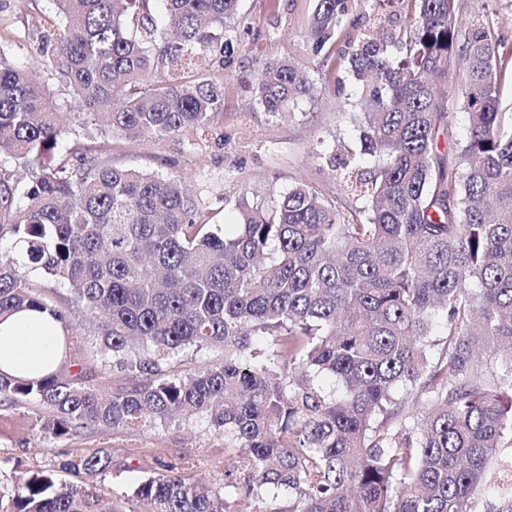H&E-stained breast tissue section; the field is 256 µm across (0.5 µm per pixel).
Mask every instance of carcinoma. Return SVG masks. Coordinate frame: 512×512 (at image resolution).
Returning <instances> with one entry per match:
<instances>
[{
    "mask_svg": "<svg viewBox=\"0 0 512 512\" xmlns=\"http://www.w3.org/2000/svg\"><path fill=\"white\" fill-rule=\"evenodd\" d=\"M50 2L41 53L86 132L64 137L42 71L0 45V321L50 311L63 362L0 373V397L46 408L36 425L54 437L204 417L240 467L206 485L164 465L128 507L38 470L0 485V512H512V52L485 16L463 0H400L395 18L378 0H315L305 34L333 83L352 77L341 107L361 114L356 148L318 158L360 205L298 180L271 207L239 201L229 232L194 183L112 164V141L212 132L241 0ZM359 9L379 31L337 46ZM460 61L451 101L436 85ZM312 86L294 58L266 59L250 108L277 114ZM191 348L221 357L192 370ZM107 369L126 378L105 390Z\"/></svg>",
    "mask_w": 512,
    "mask_h": 512,
    "instance_id": "carcinoma-1",
    "label": "carcinoma"
}]
</instances>
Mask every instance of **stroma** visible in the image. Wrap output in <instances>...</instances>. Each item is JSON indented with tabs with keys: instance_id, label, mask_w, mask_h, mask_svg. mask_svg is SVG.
<instances>
[{
	"instance_id": "obj_1",
	"label": "stroma",
	"mask_w": 512,
	"mask_h": 512,
	"mask_svg": "<svg viewBox=\"0 0 512 512\" xmlns=\"http://www.w3.org/2000/svg\"><path fill=\"white\" fill-rule=\"evenodd\" d=\"M314 6V0H242L238 19L249 32L235 42L224 68V112L213 135L203 138L187 130L162 142L120 140L112 151L113 164L185 176L229 224L237 221L240 198L271 205L296 179L341 205L353 204L352 196L338 192L334 172L313 156L319 141L340 138L352 144L359 135L353 117H338V95L327 82L330 66L312 55L302 35ZM49 10L48 0H0V37L17 36L11 52L23 65L42 62L45 30L36 20ZM281 55L313 70L312 95L283 117L250 110L247 77L258 62ZM39 413L33 403L0 401V481L56 469L74 487H94L108 498L124 500L162 462L206 484L222 483L225 472L238 468L237 455L224 449L223 435L202 420L177 418L130 433L88 428L56 438L41 436L35 426ZM100 450L111 451L112 465L92 479L77 464Z\"/></svg>"
}]
</instances>
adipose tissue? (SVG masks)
<instances>
[{"instance_id":"adipose-tissue-1","label":"adipose tissue","mask_w":512,"mask_h":512,"mask_svg":"<svg viewBox=\"0 0 512 512\" xmlns=\"http://www.w3.org/2000/svg\"><path fill=\"white\" fill-rule=\"evenodd\" d=\"M62 327L48 312L24 310L0 323V372L21 378L43 376L61 356Z\"/></svg>"}]
</instances>
